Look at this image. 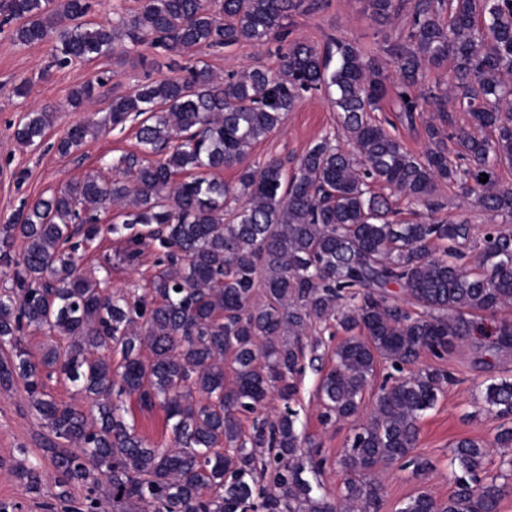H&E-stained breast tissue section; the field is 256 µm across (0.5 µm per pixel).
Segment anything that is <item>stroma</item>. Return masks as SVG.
<instances>
[{"instance_id":"obj_1","label":"stroma","mask_w":512,"mask_h":512,"mask_svg":"<svg viewBox=\"0 0 512 512\" xmlns=\"http://www.w3.org/2000/svg\"><path fill=\"white\" fill-rule=\"evenodd\" d=\"M292 38L324 47L327 37H345L356 41L365 54L378 53L384 39H395L405 28L404 19L392 24H375L367 11V0H323L320 9L296 12L288 20ZM218 75L239 73L262 66L277 69L280 60L276 44L258 48L248 44L202 56ZM184 59L169 57L152 48H142L127 55H107L91 61L75 62L65 67L53 63V43L46 40L28 46L17 45L11 35L0 33V221L17 211L23 202L50 193L69 181L82 178L92 170L110 172L113 162L121 156L139 152L136 139L137 124L128 121L125 127L109 128L97 137L87 138L77 151L62 156L52 145L65 136L68 128L84 119L86 112L106 114L113 93L124 92L151 78H179L183 75ZM111 72L112 80L93 98L87 111L73 110L69 96L73 89L96 81L102 72ZM31 80L26 96H17L15 87ZM44 105L53 106L55 119L48 129L44 146L21 150L9 137L7 127L27 111ZM336 112L321 95H304L289 112L280 129L250 150L246 162L256 166L271 158L289 163L306 151L310 144L333 130ZM442 213L448 218L466 217L476 232L491 224L512 227V217L495 215L478 208L465 207L457 188L444 186L439 191ZM119 208L102 213V230L90 244L81 246L79 254L85 271L99 270L108 265V283L112 290L133 296L148 293V281L156 270L160 255L155 242L145 241L137 260L126 257L125 237L109 232L116 222ZM317 341L318 361L305 366L297 377L298 394L295 408L298 428L318 449L321 465L308 478L320 482L329 496L341 498L348 475L338 462L353 436L351 422L338 420L322 423V407L315 397L320 378L331 362L329 349L334 342L327 326L311 332ZM454 373L456 381L446 386L436 405L426 411L419 421L417 455L428 459L430 467L422 473L413 468L392 465L378 470L377 480L383 487L381 512H398L402 502L417 492L426 490L442 499L453 489L450 477L452 445L462 438L492 440L497 420L484 409L477 393L480 387L504 379H512V351L495 352L488 342L477 336L463 340L442 362ZM43 429L30 410L22 388L0 390V500L19 503L22 512H46L45 505L57 492L55 472L44 459L38 443ZM38 466L42 476L40 493L28 492L13 469L18 460Z\"/></svg>"}]
</instances>
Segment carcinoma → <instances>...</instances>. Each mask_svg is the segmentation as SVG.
<instances>
[{
    "instance_id": "cac0c4a2",
    "label": "carcinoma",
    "mask_w": 512,
    "mask_h": 512,
    "mask_svg": "<svg viewBox=\"0 0 512 512\" xmlns=\"http://www.w3.org/2000/svg\"><path fill=\"white\" fill-rule=\"evenodd\" d=\"M137 2L108 26L84 20L88 0H0V15L20 45L53 38L63 64L144 45L193 57L276 39L286 44L278 71L223 79L197 64L180 79L114 95L105 117L87 116L57 142L66 155L108 125L141 118V154L119 160L126 179L87 174L0 226V280L13 282L0 289V388L22 385L47 429L40 449L55 469L63 512H239L246 504L260 512H380L382 487L371 474L403 460L428 468L414 455L418 422L454 377L427 367L380 387L340 460L353 474L340 504L304 477L312 454L289 406L303 336L330 320L347 333L317 389L325 417L338 420L359 416L382 361L398 370L424 354L441 360L463 338L485 335L488 323L496 326L492 346L512 348V321L497 318L512 305V229L486 228L470 268L460 260L472 225L436 216L438 184L452 183L466 204L512 217V185L497 174L512 167V0H368L381 25L403 12L408 19L381 57L346 38L328 39L322 51L288 40V18L319 9L320 0ZM448 63L452 92L417 91L426 70ZM390 89L403 125L416 126L431 107L425 152H409L371 117ZM310 91L327 96L350 149L326 135L289 175L278 158L244 165ZM93 94L91 83L74 89L71 108ZM54 112L25 113L12 139L40 147ZM453 112L467 113L469 126L454 128ZM233 167L234 185L207 177ZM400 199L423 205L428 220L401 217ZM112 204L133 231L128 258L147 237L164 249L149 300L113 293L107 279L78 266L79 246L97 237L100 211ZM394 287L421 309L417 316L395 303ZM29 335L51 343L35 355ZM53 379L69 383L84 406L47 393ZM272 391L284 409L244 436L238 414L264 408ZM123 395L163 410L168 444L136 432ZM481 396L501 420L492 445L512 448V380ZM489 445L457 441L448 498L421 491L398 512H498L512 484L507 474H489ZM15 473L40 492L36 467L20 461ZM73 486L84 488L83 499L73 498Z\"/></svg>"
}]
</instances>
